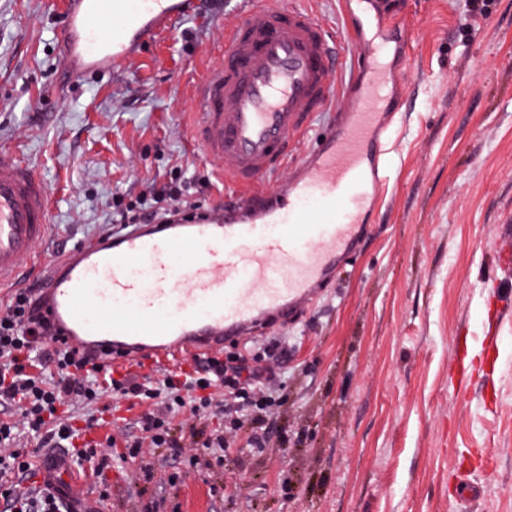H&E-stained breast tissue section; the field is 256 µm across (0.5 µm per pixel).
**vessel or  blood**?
Listing matches in <instances>:
<instances>
[{
	"label": "vessel or blood",
	"mask_w": 512,
	"mask_h": 512,
	"mask_svg": "<svg viewBox=\"0 0 512 512\" xmlns=\"http://www.w3.org/2000/svg\"><path fill=\"white\" fill-rule=\"evenodd\" d=\"M198 10L199 0H65L63 71L129 67ZM396 47L408 44L332 34L297 0H240L195 88L191 137L242 197L59 253L39 304L65 346L106 368L131 356L149 367L267 333L311 304L364 237L361 215L380 194L379 112L407 77L387 61ZM291 163L296 174L268 188ZM49 210L31 163L0 149V293L41 259ZM40 476L71 512H103L86 507L71 456L45 452Z\"/></svg>",
	"instance_id": "1"
}]
</instances>
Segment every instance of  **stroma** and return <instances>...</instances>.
I'll return each mask as SVG.
<instances>
[{"label":"stroma","instance_id":"obj_1","mask_svg":"<svg viewBox=\"0 0 512 512\" xmlns=\"http://www.w3.org/2000/svg\"><path fill=\"white\" fill-rule=\"evenodd\" d=\"M202 7L122 71L59 86L61 0H0V147L50 193L45 259L101 234L113 198L182 174L224 185L188 128L238 0ZM326 26L393 21L382 0H302ZM408 0L410 80L369 234L315 305L251 341L287 351L290 442L239 468L182 458L143 485L113 468L112 512H512V0Z\"/></svg>","mask_w":512,"mask_h":512}]
</instances>
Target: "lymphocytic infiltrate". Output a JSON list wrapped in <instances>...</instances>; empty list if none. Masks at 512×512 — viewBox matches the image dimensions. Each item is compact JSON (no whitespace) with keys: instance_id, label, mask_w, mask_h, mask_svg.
Here are the masks:
<instances>
[{"instance_id":"1","label":"lymphocytic infiltrate","mask_w":512,"mask_h":512,"mask_svg":"<svg viewBox=\"0 0 512 512\" xmlns=\"http://www.w3.org/2000/svg\"><path fill=\"white\" fill-rule=\"evenodd\" d=\"M197 207L185 180L153 183L135 201L113 205L110 221L153 224ZM192 365L158 380L134 372L113 378L55 344L33 288L12 293L0 307V405L11 410L0 419V512H63L49 486L32 478L36 454L73 443L86 429L103 437L77 451L76 460L91 462L101 476L103 501L112 498L103 475L116 460L127 464L126 476L135 483L139 474L130 461L157 448L174 449L190 467L208 470L233 449L254 456L287 446L274 423L288 379L277 345L250 357L196 356ZM106 394L143 406L136 433L108 429Z\"/></svg>"}]
</instances>
